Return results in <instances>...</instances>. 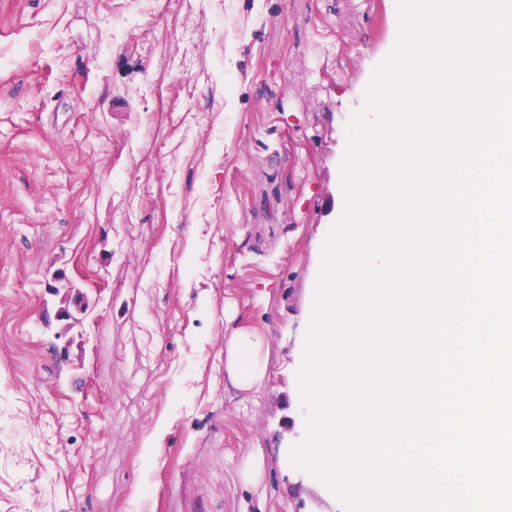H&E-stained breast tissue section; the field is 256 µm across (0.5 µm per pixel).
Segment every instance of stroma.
I'll return each instance as SVG.
<instances>
[{
  "instance_id": "35a3bbf8",
  "label": "stroma",
  "mask_w": 512,
  "mask_h": 512,
  "mask_svg": "<svg viewBox=\"0 0 512 512\" xmlns=\"http://www.w3.org/2000/svg\"><path fill=\"white\" fill-rule=\"evenodd\" d=\"M394 2L0 0V512H345L283 451ZM59 268L89 301L64 357ZM224 366L233 385L248 391L264 377L261 341L240 330L224 336Z\"/></svg>"
}]
</instances>
